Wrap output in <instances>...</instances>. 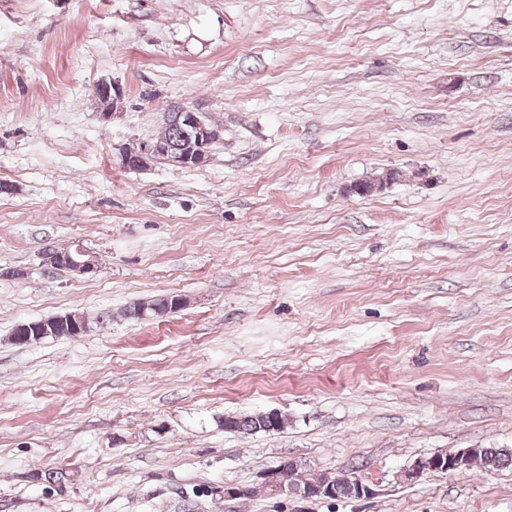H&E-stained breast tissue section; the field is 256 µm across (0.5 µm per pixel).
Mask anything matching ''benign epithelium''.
Masks as SVG:
<instances>
[{
	"mask_svg": "<svg viewBox=\"0 0 512 512\" xmlns=\"http://www.w3.org/2000/svg\"><path fill=\"white\" fill-rule=\"evenodd\" d=\"M94 91L112 98V111L103 113V118L108 120L116 115V110L122 103V92L118 83L114 80L110 82L101 80L94 85ZM171 119L183 131L182 142L178 146L171 147L165 142L152 139L141 141L122 150V164L130 170H142L158 160L175 167L200 166L207 162L210 148L219 137L218 129L207 123L203 113L187 106L179 107V110L172 114ZM60 263L64 268L80 275L93 274L98 268L94 256L80 247L64 256L51 252L43 254V264L56 266ZM60 323L68 325L70 329L76 331V335L80 336L86 325V316L81 313H68L38 322L20 323L16 327L14 343L27 345L34 340L37 341L47 334L48 328ZM477 452L476 448H461L451 457L446 452L422 457L405 468L402 471V477L406 481H414L428 473H461L470 467L471 460ZM324 475L323 484L312 489L296 491L285 486L276 468L263 472L262 479L271 494L276 496H286L301 501L327 500L331 497L334 479L328 471L324 472Z\"/></svg>",
	"mask_w": 512,
	"mask_h": 512,
	"instance_id": "1",
	"label": "benign epithelium"
}]
</instances>
